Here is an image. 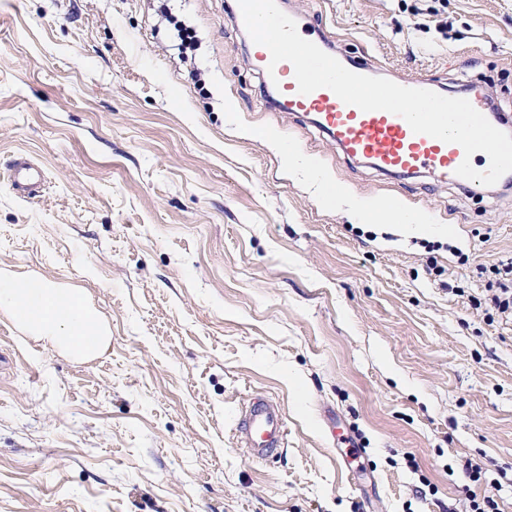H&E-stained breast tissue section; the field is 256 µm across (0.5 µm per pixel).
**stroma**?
Masks as SVG:
<instances>
[{
  "label": "stroma",
  "instance_id": "35a3bbf8",
  "mask_svg": "<svg viewBox=\"0 0 512 512\" xmlns=\"http://www.w3.org/2000/svg\"><path fill=\"white\" fill-rule=\"evenodd\" d=\"M232 3L168 2L194 82L156 0H0V272L84 292L110 330L75 359L0 316V512H512V321L477 273L512 259V187L349 161L274 110ZM280 7L375 76L476 83L512 121V0ZM22 154L48 177L32 200ZM318 172L431 224L357 223ZM262 395L288 443L258 463L234 432ZM12 185L22 198L34 199L40 196L45 184L43 171L28 160H17L13 167Z\"/></svg>",
  "mask_w": 512,
  "mask_h": 512
}]
</instances>
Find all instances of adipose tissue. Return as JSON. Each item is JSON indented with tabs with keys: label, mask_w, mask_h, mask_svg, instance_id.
<instances>
[{
	"label": "adipose tissue",
	"mask_w": 512,
	"mask_h": 512,
	"mask_svg": "<svg viewBox=\"0 0 512 512\" xmlns=\"http://www.w3.org/2000/svg\"><path fill=\"white\" fill-rule=\"evenodd\" d=\"M0 313L78 358L98 356L107 345L108 328L83 293L40 278L0 274Z\"/></svg>",
	"instance_id": "ef3b65f1"
}]
</instances>
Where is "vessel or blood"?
Here are the masks:
<instances>
[{"mask_svg": "<svg viewBox=\"0 0 512 512\" xmlns=\"http://www.w3.org/2000/svg\"><path fill=\"white\" fill-rule=\"evenodd\" d=\"M260 72H273L280 112L310 118L349 158L369 162L379 171L394 177L425 173L441 185H459L470 192L482 191L481 183L456 174L462 163L461 146L425 134L414 133L400 116L381 110L362 111L345 104L331 90L320 88L301 94L290 62L272 63L266 47L255 53ZM45 184L42 170L28 160H17L12 185L21 197L33 199ZM240 446L255 461L261 462L284 448L287 429L280 405L269 397L251 399L241 410L236 427Z\"/></svg>", "mask_w": 512, "mask_h": 512, "instance_id": "1", "label": "vessel or blood"}]
</instances>
